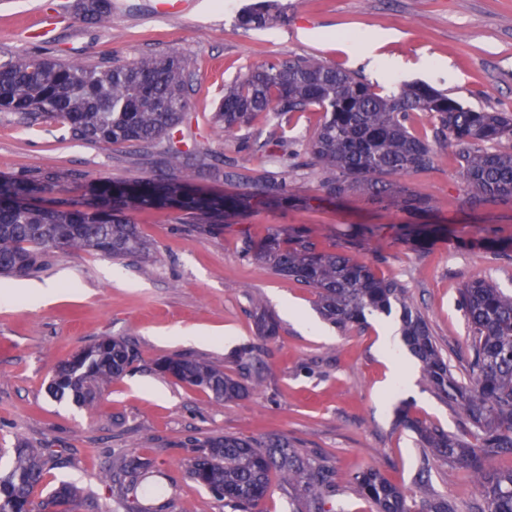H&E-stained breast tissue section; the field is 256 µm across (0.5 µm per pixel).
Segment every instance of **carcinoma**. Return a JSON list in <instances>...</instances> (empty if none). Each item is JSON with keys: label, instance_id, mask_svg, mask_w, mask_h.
<instances>
[{"label": "carcinoma", "instance_id": "cac0c4a2", "mask_svg": "<svg viewBox=\"0 0 512 512\" xmlns=\"http://www.w3.org/2000/svg\"><path fill=\"white\" fill-rule=\"evenodd\" d=\"M88 18L101 27L112 21L111 0H81ZM274 16L267 11L237 19L243 28H263ZM190 75L177 54L145 55L120 65H88L39 53L17 55L0 62V111L15 112L29 125L54 119L71 138L108 144L149 147L162 141L160 167L164 177L92 183L79 199L40 200L60 187V176L41 172L28 177L0 175V274L30 276L47 251L83 250L119 259L149 251L131 212L175 208L195 215L199 228L224 223L250 205L245 195L215 194L200 188L197 178L207 166L199 150H183L175 133L189 108ZM317 107L322 120L304 154L321 173L320 187L329 198L358 184L369 198L388 199L405 209L429 207L427 198L394 183V178L425 171L436 158L433 144L457 148L460 174L478 199H512V151L491 150L489 144L512 139V114L466 109L458 101L426 85H404L381 94L355 73L315 57H283L263 63L224 90L213 113L219 134L232 135L259 116L274 114L280 123ZM413 112H424L433 123L434 141L408 126ZM266 196L287 201L285 182L271 179ZM242 257L265 265L274 274L310 288L322 317L341 329L363 327L367 316L401 310L402 336L420 362L432 392L456 407L473 428L475 444L445 430L404 418L422 446L434 455L458 463L473 473L482 504L475 512H512V469L490 473L492 455H512V293L474 278L459 291V303L470 328L469 378L457 379L438 348L427 321L413 306L399 282L379 276L374 268L343 253L317 249L298 227L290 236L272 232L261 242H244ZM264 336H274L278 323L266 311H256ZM137 354L121 339L102 337L72 357L58 362L48 386L58 400L79 406L92 404L101 390L132 368ZM156 369L186 386L200 388L215 400L243 397L247 386L220 366L189 354L160 359ZM58 460L47 449L19 443L11 467L0 477V512H42L78 503L76 489L62 484L44 497L36 496L51 464ZM150 463L131 456L110 469L111 482L132 498L159 489L144 485ZM303 491L309 509L322 512L336 493L330 470L299 454L287 438L270 436L262 442L235 435L197 442L188 475L234 512H255L270 488L272 472ZM353 492L372 505L373 512H456L447 499L415 508L406 493L368 468L351 476Z\"/></svg>", "mask_w": 512, "mask_h": 512}]
</instances>
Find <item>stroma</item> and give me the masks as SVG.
I'll use <instances>...</instances> for the list:
<instances>
[{
    "mask_svg": "<svg viewBox=\"0 0 512 512\" xmlns=\"http://www.w3.org/2000/svg\"><path fill=\"white\" fill-rule=\"evenodd\" d=\"M46 2L0 0V54L48 51L105 65L144 54L181 55L193 90L175 142L221 159L232 175L218 183L204 172L198 185L255 198L261 178L270 176L285 181L290 201L281 206L255 199L214 231L198 228L180 210L137 211L133 219L149 254L112 260L56 251L35 275H0V449L22 442L59 451L60 463L44 485L78 487L80 512H127L122 490L106 472L130 454L150 462L148 480L163 489L160 496L141 498L142 506L231 512L186 473L194 441L224 433L288 437L299 453L332 472L338 492L329 512H371L348 483L350 474L370 467L415 502L446 498L457 512H473L479 495L471 472L422 448L417 434L397 419L404 406L411 417L474 441L457 411L423 380H416L413 394L391 391L379 336L383 324L398 323V315L376 314L365 329L340 330L323 319L312 289L243 259L239 250L244 239L257 242L302 226L319 250L373 264L379 276L406 288L463 380L470 354L459 290L479 277L512 291V202L475 201L450 144L438 147L432 169L402 179L430 199L428 211L411 214L388 200L375 203L356 186L330 201L315 168L288 170L281 162L312 136L318 110L293 118L284 148L271 138L274 118H258L232 137L213 134L210 118L225 86L289 55L340 65L382 93L426 83L473 110L512 113V0H187L178 14L157 13V0H112L107 28L83 20L79 0H56L67 23L51 43L30 44L22 32ZM259 8L276 14L277 22L238 27L239 13ZM375 32L393 33L377 52L401 63L385 81L341 46ZM157 159L154 148L76 141L57 122L28 128L13 113L0 112V174L55 171L63 181L62 200L79 198L101 178L156 177ZM404 224L434 228L429 245L406 242L399 234ZM46 283L55 295L37 296L34 285ZM258 304L277 316L276 337L258 336L252 317ZM177 329L198 331L204 339L173 340ZM105 336L137 349L132 371L93 406L53 399L47 387L55 365ZM245 343L257 346L261 375L242 376L248 392L232 402L153 369L160 357L189 353L241 376L226 357Z\"/></svg>",
    "mask_w": 512,
    "mask_h": 512,
    "instance_id": "1",
    "label": "stroma"
}]
</instances>
